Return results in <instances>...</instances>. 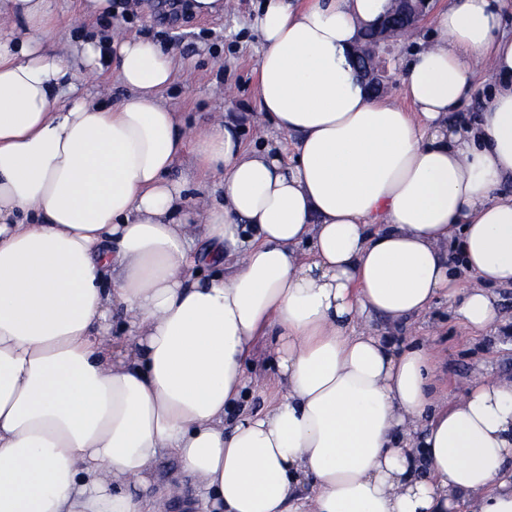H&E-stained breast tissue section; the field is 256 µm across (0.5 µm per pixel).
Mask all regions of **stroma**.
Masks as SVG:
<instances>
[{"label":"stroma","instance_id":"1","mask_svg":"<svg viewBox=\"0 0 512 512\" xmlns=\"http://www.w3.org/2000/svg\"><path fill=\"white\" fill-rule=\"evenodd\" d=\"M133 13L119 18L125 32L155 41L179 61L173 82L160 97L186 123L206 127L216 113L226 112L236 121L239 136L248 148L292 145V138L274 135L271 123L258 110L257 66L262 45L251 29L262 0H230L224 13L208 17L184 14L176 33L160 22L161 0H134ZM52 44L67 46L108 26L105 17L84 14L81 0H55ZM504 325L476 332L457 319L447 299L436 300L423 316L394 324L374 318L382 335L399 343H416L433 353V383L442 402L455 403L476 376L512 378V286L493 287ZM254 373L262 386L249 387L247 407L258 411L278 395L276 370L264 343L255 346Z\"/></svg>","mask_w":512,"mask_h":512}]
</instances>
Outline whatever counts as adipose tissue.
<instances>
[{
  "mask_svg": "<svg viewBox=\"0 0 512 512\" xmlns=\"http://www.w3.org/2000/svg\"><path fill=\"white\" fill-rule=\"evenodd\" d=\"M387 2L254 15L259 109L295 137L286 158L246 149L229 119L184 125L154 41L54 49L53 0H0V512H512V380L439 405L426 347L370 326L442 297L470 329L497 322L507 0H448L396 72L401 105L351 64ZM111 62L126 94L106 108L82 81ZM467 96L477 121L452 123ZM187 151L222 202L191 206L170 179ZM261 338L280 395L244 411ZM165 452L180 471L161 484Z\"/></svg>",
  "mask_w": 512,
  "mask_h": 512,
  "instance_id": "1",
  "label": "adipose tissue"
}]
</instances>
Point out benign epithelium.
<instances>
[{
    "instance_id": "7a95c632",
    "label": "benign epithelium",
    "mask_w": 512,
    "mask_h": 512,
    "mask_svg": "<svg viewBox=\"0 0 512 512\" xmlns=\"http://www.w3.org/2000/svg\"><path fill=\"white\" fill-rule=\"evenodd\" d=\"M430 0H391L395 15L400 17L403 27H394L390 23H378L375 32L378 34L377 44H368L360 48L359 56L364 63L361 79L386 89L389 82V67L394 47L401 40V30H416L428 16L425 5Z\"/></svg>"
}]
</instances>
